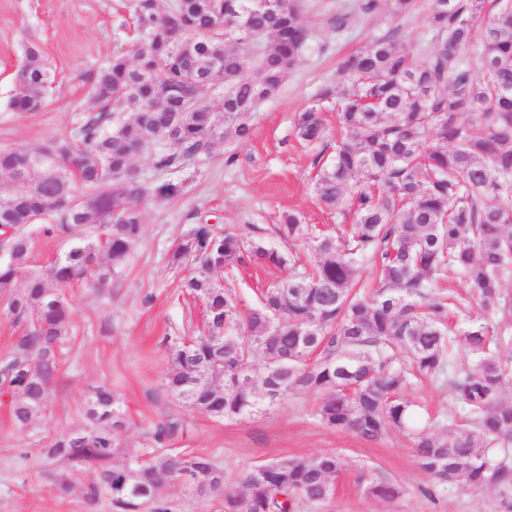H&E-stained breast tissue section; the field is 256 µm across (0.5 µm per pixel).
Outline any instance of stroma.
<instances>
[{
	"instance_id": "stroma-1",
	"label": "stroma",
	"mask_w": 512,
	"mask_h": 512,
	"mask_svg": "<svg viewBox=\"0 0 512 512\" xmlns=\"http://www.w3.org/2000/svg\"><path fill=\"white\" fill-rule=\"evenodd\" d=\"M133 2L0 0V148L63 140L74 132L93 106L86 75L129 49L137 36ZM300 2L309 41L280 89L252 113L249 140L233 146L218 142L195 168L176 173L156 171L150 155L135 159L148 181L181 182L185 189L172 199L144 201L142 236L111 286L97 289L82 283L68 288L70 341L62 350L61 373L47 410L23 431L0 404V512H86L81 491L93 481V468L56 463L55 471L65 473L74 487L62 497L43 476L39 450L50 438L85 425V401L100 386L112 389L130 422L117 437L122 455L154 452V425L176 410L185 427L168 443V451L211 455L223 469L228 489L240 488L252 468L269 461L324 452L342 456L348 466L335 477L331 498L302 505L299 512H493V488H432L406 433L391 430L368 442L321 425L314 416L319 402L315 394L293 392L273 407L221 421L156 395L168 367L166 337L191 335L203 319L199 301L182 293L186 269L170 262L178 240L207 222L237 233L255 225L263 228L267 246L309 259L306 248L277 233L282 216L293 213L319 228L347 221L342 210L325 208L314 191L316 175L341 133L334 105L317 102L320 89L342 84V59L387 29H397L416 63H425L434 47L433 0H414L406 13L396 10L394 0H384L381 11L370 16L359 14L358 0ZM341 13L351 14L353 22L339 32L331 20ZM29 44L40 49L55 80L38 111L21 113L12 111L9 101L14 72ZM315 104L322 109L326 136L308 144L296 137L293 118ZM231 152L236 155L232 161L227 158ZM284 275V270L249 263L213 273L212 278L234 294L245 313ZM433 290L449 298V325L480 317L462 275L437 279ZM477 363V356L454 347L443 373L413 379L406 397L420 406L423 418L446 422L458 417L450 381ZM379 476L398 480L404 495L390 503L369 498L365 488ZM159 493L172 512H221L219 498H198L177 481H163Z\"/></svg>"
}]
</instances>
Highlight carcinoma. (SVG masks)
<instances>
[{
	"mask_svg": "<svg viewBox=\"0 0 512 512\" xmlns=\"http://www.w3.org/2000/svg\"><path fill=\"white\" fill-rule=\"evenodd\" d=\"M511 1L433 0L435 47L422 66L394 29L341 63L348 80L336 89V107L344 135L319 171L315 193L330 209L347 208L353 223L316 235L288 214L277 228L282 238L310 245L317 256L311 271L292 265L242 313L211 273L246 262L282 267L286 257L267 247L257 227L245 236L199 224L184 234L172 262L197 266L182 288L206 303L209 323L187 341L166 337L161 393L215 420L250 415L292 392L319 394L315 417L322 425L367 441L404 430L433 486H491L494 512H512V400L500 394L507 372L491 349L512 343L491 322L512 256ZM132 8L143 37L89 76L94 107L74 134L0 149V175L10 179L0 182V237L9 252L0 263V312L23 325L13 350L0 354V397L21 429L46 409L59 375L71 313L64 288L78 280L112 282L141 237L140 204L184 190L182 182L149 184L134 157L150 151L155 169L180 172L210 156L230 132L248 139L250 114L266 91L280 88L309 36L292 3L277 16L257 0H135ZM477 41L484 48L477 69L453 66ZM216 60L232 105L215 111L202 99L193 111L150 110L157 98L178 107L189 76L202 93ZM16 79L9 106L38 111L54 77L36 46L27 48ZM295 129L306 143L322 140L319 109L300 112ZM431 132L435 144L428 146ZM76 183L89 190L81 200L72 193ZM34 215L54 217L44 235L69 243L47 266L31 264L26 226ZM365 258L378 280L370 295L356 290ZM454 272L467 278L486 317L450 336L448 303L430 295L427 282ZM457 341L481 356L476 369L452 380L465 423L433 433L404 393L414 374L443 372ZM395 349L410 367L392 364ZM255 351L263 356L257 367ZM85 417L84 428L55 438L40 454L48 463L95 466L81 493L88 507L105 499L111 512H171L159 485L185 474L200 498L224 487V472L208 455L180 462L164 453L147 462L118 457L116 435L128 422L112 390L97 389ZM183 427L169 413L153 441L163 446ZM268 466L262 476L248 473L242 489L224 492V512H295L301 502H323L344 463L319 453ZM46 474L61 496L71 493L67 476ZM365 492L393 502L405 489L381 476Z\"/></svg>",
	"mask_w": 512,
	"mask_h": 512,
	"instance_id": "carcinoma-1",
	"label": "carcinoma"
}]
</instances>
